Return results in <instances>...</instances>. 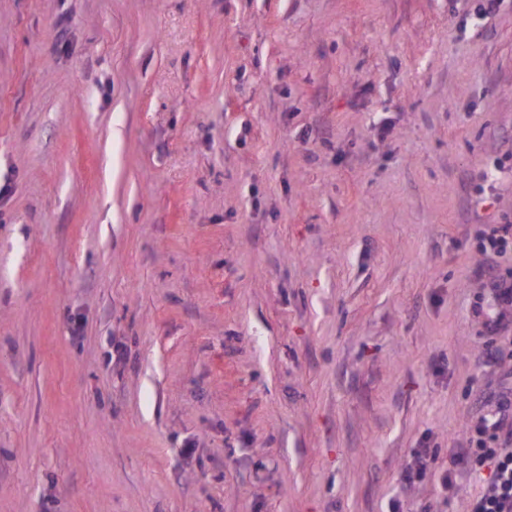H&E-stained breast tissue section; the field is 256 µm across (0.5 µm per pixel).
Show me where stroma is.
I'll use <instances>...</instances> for the list:
<instances>
[{"instance_id": "stroma-1", "label": "stroma", "mask_w": 512, "mask_h": 512, "mask_svg": "<svg viewBox=\"0 0 512 512\" xmlns=\"http://www.w3.org/2000/svg\"><path fill=\"white\" fill-rule=\"evenodd\" d=\"M479 5L0 0V512H467L512 381ZM511 231L512 226H510V224H502L501 226L484 230L482 232V236L486 243V251H489L492 254H501L506 252Z\"/></svg>"}]
</instances>
